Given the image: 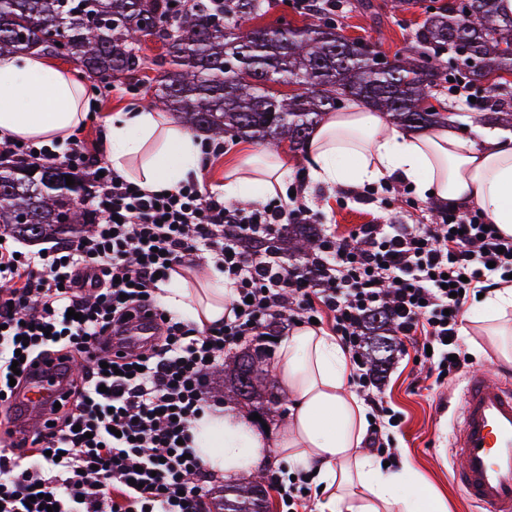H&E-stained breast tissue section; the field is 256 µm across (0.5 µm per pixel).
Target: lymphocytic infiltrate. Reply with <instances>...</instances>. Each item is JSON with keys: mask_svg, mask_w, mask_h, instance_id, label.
<instances>
[{"mask_svg": "<svg viewBox=\"0 0 512 512\" xmlns=\"http://www.w3.org/2000/svg\"><path fill=\"white\" fill-rule=\"evenodd\" d=\"M0 152L88 176L86 204L103 217L89 234L44 253L0 243V425L15 358L30 362L59 349L85 363L51 431L0 447V512L54 505L59 512H212L213 475L193 453L191 429L218 404L210 373L225 355L262 340L270 322L315 319L353 356L352 381L367 389L376 378L362 358L365 321L385 308L399 353H413L441 385L470 366L459 336L470 298L512 278V238L478 208L449 209L436 224H364L346 238L325 233L293 262L278 245L281 229L317 220L301 196L243 208L197 179L149 192L76 134L54 149L26 141ZM203 261L223 273L233 312L200 327L165 308L159 290ZM446 281L458 296L443 289ZM144 309L155 316L150 346L112 355V338ZM370 407L365 445L395 461L389 430L396 413L380 396ZM266 483L281 512H306L308 473L291 479L272 468Z\"/></svg>", "mask_w": 512, "mask_h": 512, "instance_id": "1", "label": "lymphocytic infiltrate"}]
</instances>
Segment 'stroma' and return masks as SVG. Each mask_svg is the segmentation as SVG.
<instances>
[{
  "mask_svg": "<svg viewBox=\"0 0 512 512\" xmlns=\"http://www.w3.org/2000/svg\"><path fill=\"white\" fill-rule=\"evenodd\" d=\"M362 0H341L336 18L346 37L365 39L377 44L387 56L394 57L412 42L414 31L425 18L430 0H418L416 6L406 12L382 9V0H372L376 11L362 9ZM137 95H129L123 89L99 103L95 118L86 122L84 134L96 139L104 133L105 121L111 114L129 108L133 102L153 104V92L147 83L138 85ZM223 152L208 157L201 175L211 190H219L224 173L242 165L255 151L261 150L260 142L231 136L222 140ZM279 155L288 167L285 187L302 186L307 204L317 214L318 223L337 237H346L364 224H382L393 217L387 202L363 199V186L329 188L307 180L310 161L304 153H293L280 147ZM283 328H275L271 339L265 340L267 350L262 362V376L276 396L275 403L261 406H243L232 393L225 392L224 408L243 419H251L252 427L262 433L266 443L267 467L283 465L284 460L275 446L288 419V399L278 384L275 367L278 363L279 338L286 336ZM419 365L412 359L395 356L380 385L395 410L402 414L400 431L395 434L400 461L412 469L428 485L436 489L448 502V512H472L470 505L454 487L452 464L448 459V438L452 433L451 408L459 397V383L443 385L434 390L423 389Z\"/></svg>",
  "mask_w": 512,
  "mask_h": 512,
  "instance_id": "1",
  "label": "stroma"
}]
</instances>
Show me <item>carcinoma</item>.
Returning <instances> with one entry per match:
<instances>
[{
  "mask_svg": "<svg viewBox=\"0 0 512 512\" xmlns=\"http://www.w3.org/2000/svg\"><path fill=\"white\" fill-rule=\"evenodd\" d=\"M270 0H0V53L38 48L76 65L100 82L129 80L143 70L142 38L160 40L168 68L155 79V96L192 129L307 150L310 135L328 112L359 99L387 113L394 124L426 128L448 119L427 100L434 90L481 87L512 75V12L497 0H451L429 12L414 44L390 60L367 40L341 34L335 5L307 0L302 25H241L265 15ZM479 40L485 68L453 65L456 33ZM448 55V63L440 61ZM454 82H449L448 77ZM297 85L277 95L270 85ZM73 172L21 161L0 167V224L31 242L59 239L95 224L83 204L85 186L66 185ZM289 248L307 254L319 234L305 224L283 229ZM371 365L389 364L392 342L380 339ZM260 356L244 351L224 368L244 404L275 395L260 378ZM224 512H268L267 490L254 479L224 487Z\"/></svg>",
  "mask_w": 512,
  "mask_h": 512,
  "instance_id": "obj_1",
  "label": "carcinoma"
}]
</instances>
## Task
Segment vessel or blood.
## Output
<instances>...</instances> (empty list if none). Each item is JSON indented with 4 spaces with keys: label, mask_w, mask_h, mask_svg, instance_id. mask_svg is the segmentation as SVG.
I'll return each instance as SVG.
<instances>
[{
    "label": "vessel or blood",
    "mask_w": 512,
    "mask_h": 512,
    "mask_svg": "<svg viewBox=\"0 0 512 512\" xmlns=\"http://www.w3.org/2000/svg\"><path fill=\"white\" fill-rule=\"evenodd\" d=\"M151 320L135 318L118 346L144 342ZM27 379L10 399L14 435L29 431L33 419L46 418L67 393L73 365L51 353L27 365ZM450 452L457 465L453 479L476 512H512V384L481 372L467 376L454 409Z\"/></svg>",
    "instance_id": "obj_1"
}]
</instances>
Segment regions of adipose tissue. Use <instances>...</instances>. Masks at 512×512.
I'll return each instance as SVG.
<instances>
[{"label": "adipose tissue", "instance_id": "ef3b65f1", "mask_svg": "<svg viewBox=\"0 0 512 512\" xmlns=\"http://www.w3.org/2000/svg\"><path fill=\"white\" fill-rule=\"evenodd\" d=\"M90 109L86 89L70 70L50 66L35 51L0 54V144L22 139L64 141ZM111 167L142 188L160 192L200 170L198 140L183 123L139 106L106 120ZM312 179L327 186L396 180L420 197L481 207L501 233L512 237V134L484 129L479 141L456 129L399 128L385 113L355 101L330 112L310 136ZM284 163L274 153L253 154L225 173V199L257 200L282 190ZM230 290L217 271L164 285V305L198 324L224 319ZM478 329L498 356L512 363V284L482 299ZM348 352L330 333L298 327L279 344L275 374L292 406L278 453L315 471L325 500L321 512H448L432 487L383 473L376 456L361 448L366 432L363 399L348 390ZM193 446L214 474L235 477L258 469L265 443L242 419L205 411L195 422Z\"/></svg>", "mask_w": 512, "mask_h": 512}]
</instances>
